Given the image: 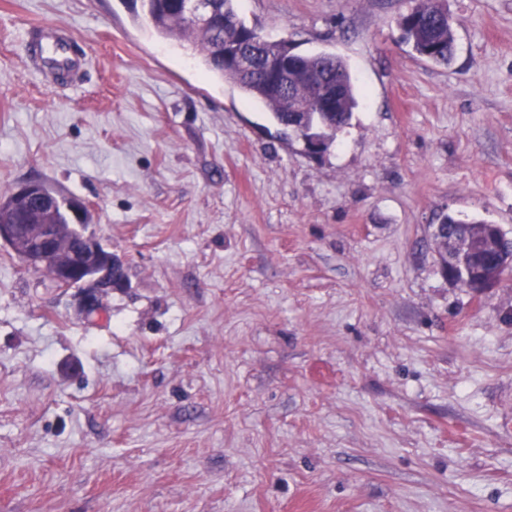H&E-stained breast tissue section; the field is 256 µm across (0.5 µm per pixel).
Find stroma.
Wrapping results in <instances>:
<instances>
[{
	"instance_id": "1",
	"label": "stroma",
	"mask_w": 512,
	"mask_h": 512,
	"mask_svg": "<svg viewBox=\"0 0 512 512\" xmlns=\"http://www.w3.org/2000/svg\"><path fill=\"white\" fill-rule=\"evenodd\" d=\"M414 5L239 0L351 71L313 158L127 0H0V199L85 201L130 281L87 317L0 245V512H512V274L473 298L429 231L512 237V0H446L445 65ZM41 23L80 83L30 67ZM417 5L402 15L399 26L408 42L419 55L427 54L432 61L440 64L448 63L455 46L453 26H448L444 18L439 20L443 12L444 0H419ZM405 16V19H404ZM24 43L33 67L54 76L59 84L75 81L85 68V52L78 43L48 24L27 28ZM304 65H310L315 69H319L321 75L333 74L336 71H343L346 83L342 90V99L339 103V110L336 112H320V116L306 117V124H311L316 131V135L323 139L321 145L325 151L331 145L336 133L346 127L353 115V110L357 106V96L354 81L351 77L347 64L335 55H326L320 58H305L300 61ZM297 140L304 143V151L311 156L321 154L320 143L316 140L308 141L297 136Z\"/></svg>"
}]
</instances>
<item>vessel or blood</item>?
<instances>
[{
	"mask_svg": "<svg viewBox=\"0 0 512 512\" xmlns=\"http://www.w3.org/2000/svg\"><path fill=\"white\" fill-rule=\"evenodd\" d=\"M24 43L27 59L33 67L54 76L58 83L75 81L85 68L83 49L70 36L50 25L27 28Z\"/></svg>",
	"mask_w": 512,
	"mask_h": 512,
	"instance_id": "b4317fda",
	"label": "vessel or blood"
}]
</instances>
